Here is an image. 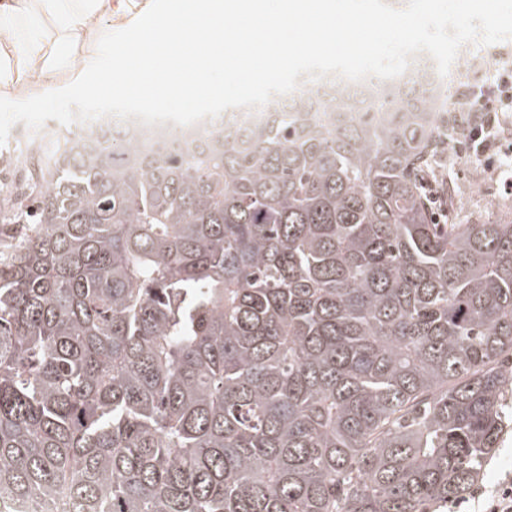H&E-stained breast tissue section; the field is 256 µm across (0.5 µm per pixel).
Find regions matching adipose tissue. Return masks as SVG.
<instances>
[{
    "label": "adipose tissue",
    "instance_id": "adipose-tissue-1",
    "mask_svg": "<svg viewBox=\"0 0 512 512\" xmlns=\"http://www.w3.org/2000/svg\"><path fill=\"white\" fill-rule=\"evenodd\" d=\"M189 2L183 11L159 9V0H0V97L62 95L109 52L113 25L131 17L151 19L149 40L167 47L170 58L157 72L145 66L116 70L102 93L137 83L197 100L218 95L210 72L220 48L246 42L250 34L242 26H225L219 0Z\"/></svg>",
    "mask_w": 512,
    "mask_h": 512
}]
</instances>
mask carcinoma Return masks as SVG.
Wrapping results in <instances>:
<instances>
[{
    "mask_svg": "<svg viewBox=\"0 0 512 512\" xmlns=\"http://www.w3.org/2000/svg\"><path fill=\"white\" fill-rule=\"evenodd\" d=\"M436 89L38 147L0 261V493L93 512H429L512 411V220L440 224Z\"/></svg>",
    "mask_w": 512,
    "mask_h": 512,
    "instance_id": "carcinoma-1",
    "label": "carcinoma"
}]
</instances>
